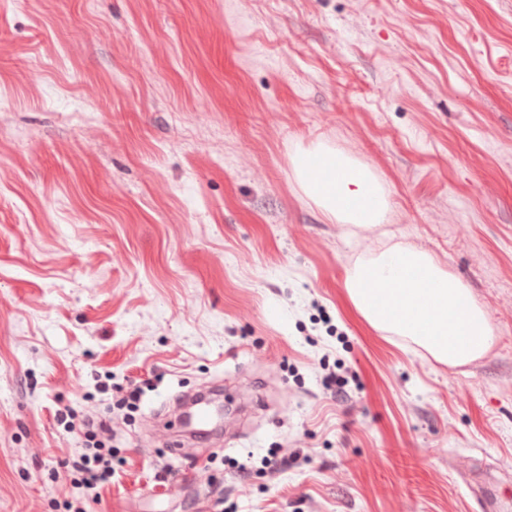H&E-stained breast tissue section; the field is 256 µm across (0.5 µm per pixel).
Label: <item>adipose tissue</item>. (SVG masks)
<instances>
[{
	"label": "adipose tissue",
	"instance_id": "1",
	"mask_svg": "<svg viewBox=\"0 0 512 512\" xmlns=\"http://www.w3.org/2000/svg\"><path fill=\"white\" fill-rule=\"evenodd\" d=\"M293 164L303 191L328 221L359 227L384 222L387 196L368 167L323 143L300 151Z\"/></svg>",
	"mask_w": 512,
	"mask_h": 512
}]
</instances>
